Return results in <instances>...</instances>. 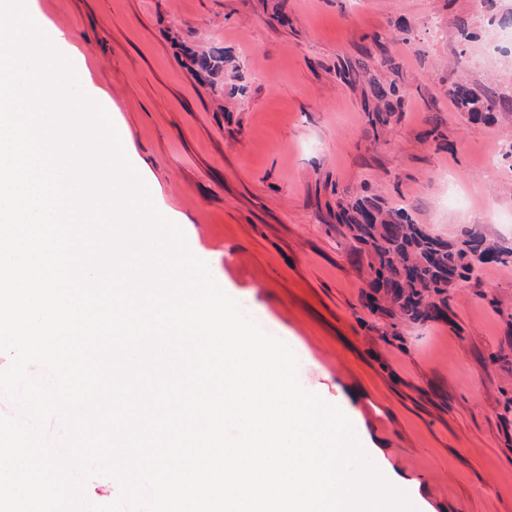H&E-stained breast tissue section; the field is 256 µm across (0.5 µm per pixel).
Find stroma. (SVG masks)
<instances>
[{
  "instance_id": "obj_1",
  "label": "stroma",
  "mask_w": 512,
  "mask_h": 512,
  "mask_svg": "<svg viewBox=\"0 0 512 512\" xmlns=\"http://www.w3.org/2000/svg\"><path fill=\"white\" fill-rule=\"evenodd\" d=\"M37 3L221 289L276 329L305 388L356 395L354 432L382 449L395 488L430 512H512V269L482 265L449 289L447 319L412 322L371 309L368 259L336 219L372 197L432 235L512 246V107L473 122L452 96L463 85L512 104V0ZM217 49L224 66L204 82L191 58ZM358 61L402 90L386 129L367 120L365 80L339 73Z\"/></svg>"
}]
</instances>
